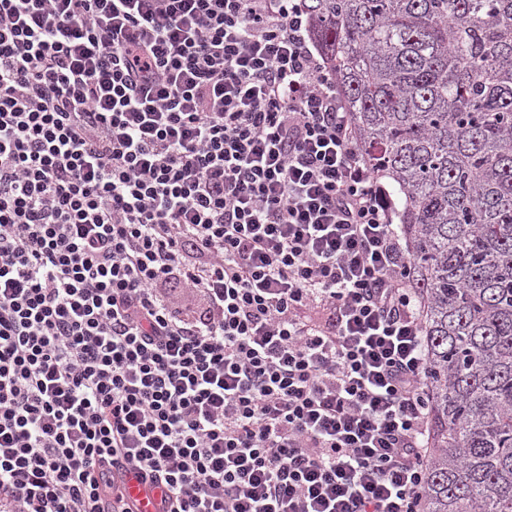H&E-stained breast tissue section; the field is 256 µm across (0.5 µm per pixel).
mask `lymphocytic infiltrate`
Segmentation results:
<instances>
[{
  "label": "lymphocytic infiltrate",
  "mask_w": 512,
  "mask_h": 512,
  "mask_svg": "<svg viewBox=\"0 0 512 512\" xmlns=\"http://www.w3.org/2000/svg\"><path fill=\"white\" fill-rule=\"evenodd\" d=\"M396 217L303 0H0V512H422ZM123 483L127 488L129 500L136 506L135 512H155L150 503L151 494L145 485L136 481L131 474L124 476Z\"/></svg>",
  "instance_id": "lymphocytic-infiltrate-1"
}]
</instances>
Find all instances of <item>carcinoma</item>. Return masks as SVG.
I'll return each instance as SVG.
<instances>
[{
    "instance_id": "cac0c4a2",
    "label": "carcinoma",
    "mask_w": 512,
    "mask_h": 512,
    "mask_svg": "<svg viewBox=\"0 0 512 512\" xmlns=\"http://www.w3.org/2000/svg\"><path fill=\"white\" fill-rule=\"evenodd\" d=\"M394 185L431 393L424 512H512V0H306Z\"/></svg>"
}]
</instances>
